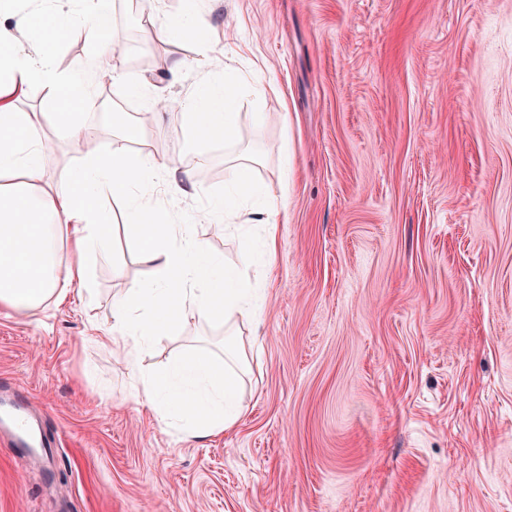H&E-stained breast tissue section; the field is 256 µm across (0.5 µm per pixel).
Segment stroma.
Returning a JSON list of instances; mask_svg holds the SVG:
<instances>
[{
    "label": "stroma",
    "instance_id": "35a3bbf8",
    "mask_svg": "<svg viewBox=\"0 0 512 512\" xmlns=\"http://www.w3.org/2000/svg\"><path fill=\"white\" fill-rule=\"evenodd\" d=\"M151 0H107L137 121L154 96L233 84L241 142L186 148L182 110L154 113L132 151L189 172L153 194L264 294L236 327L251 345L234 430L190 438L138 403L98 343L112 300L149 269L126 241L124 204L88 257L89 285L18 318L0 313V380L59 434V463L0 446V512H512V0H197L213 66L195 41L142 27ZM55 63L94 92L112 76L87 31ZM44 180L80 158L54 125ZM259 154L252 179L286 197L266 270L208 212L225 162ZM195 350L224 354V327L186 326L143 371Z\"/></svg>",
    "mask_w": 512,
    "mask_h": 512
}]
</instances>
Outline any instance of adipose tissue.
<instances>
[{
	"label": "adipose tissue",
	"mask_w": 512,
	"mask_h": 512,
	"mask_svg": "<svg viewBox=\"0 0 512 512\" xmlns=\"http://www.w3.org/2000/svg\"><path fill=\"white\" fill-rule=\"evenodd\" d=\"M75 21L88 24L98 57H107L103 35L110 14L105 0H79ZM21 22L43 38L44 49L36 59L1 51L0 91L16 76L38 78L57 108L59 129L74 139L95 138L97 128L83 119L89 90L72 72L54 65L57 47L72 22L39 11L26 13ZM182 108L189 119L188 148L219 137L228 144L239 140L237 95L231 87L207 85L199 96L185 98ZM40 122L37 113L17 112L0 102V310L25 317L49 302L63 301L71 286L84 284L89 246L107 244L112 236V226L100 217L92 192L110 191L123 201L124 229L154 277L132 283L113 300L112 324L102 343L130 368L136 397L156 415L176 418L190 437L230 430L243 412L240 373L249 357L245 347L234 346L221 362L205 351H193L154 373L140 371L139 355L181 326L221 321L229 327L236 318H251L254 295L240 270L212 254L192 225L172 223L168 212L153 202L155 190L174 198L183 188L173 164L157 161L149 152L128 151V142L142 135L138 127H125L113 140L111 159L87 156L79 177L34 193L36 182L43 179ZM249 172L246 163L229 169L224 194L211 201L210 212L231 226L262 225L261 260L270 268L277 262L276 224L279 215L287 213V202L254 189ZM64 244L69 259L63 264L58 251Z\"/></svg>",
	"instance_id": "obj_1"
}]
</instances>
